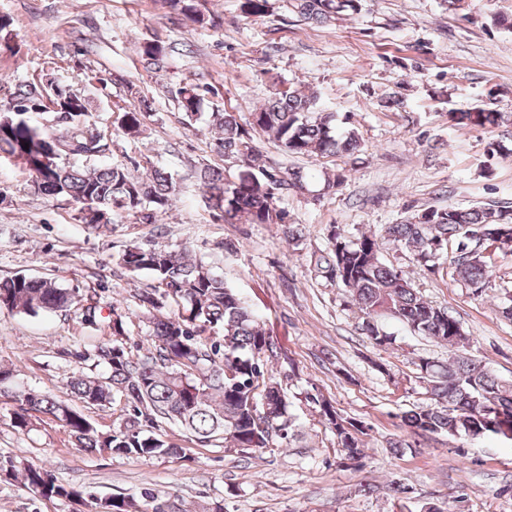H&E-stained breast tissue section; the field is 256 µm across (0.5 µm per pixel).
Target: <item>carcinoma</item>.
Instances as JSON below:
<instances>
[{"label": "carcinoma", "instance_id": "obj_1", "mask_svg": "<svg viewBox=\"0 0 512 512\" xmlns=\"http://www.w3.org/2000/svg\"><path fill=\"white\" fill-rule=\"evenodd\" d=\"M183 17L189 25H215V17L199 7V0H160ZM292 11L305 20L327 23L356 14L361 0H290ZM269 0H243L248 16L268 12ZM171 46L159 39L145 40L137 47L142 67L158 72ZM209 89L182 84L176 99L187 121L202 115ZM66 112L71 121L48 128L31 122L34 112ZM0 113L8 120L0 123V159L20 166L34 186L47 196L63 197L80 205L100 202L112 216L131 219L136 224H159L175 201L172 176L155 167L139 176L120 165L84 170L62 158L55 143L74 141V152L83 157H104L112 140L91 123L92 101L79 97L60 80L43 83L21 82L13 96L0 103ZM148 116L146 105L121 109L120 128L137 137ZM502 113L494 109L472 108L448 113L457 128L499 125ZM263 133L283 154L297 157H325L352 154L361 140L358 131L339 127L336 114L319 106L314 92L285 87L275 89L262 105L243 115L235 108L208 113L206 133L224 157L241 162L239 173L227 177L209 166L197 172L208 207L219 211L227 222L273 224L283 228L288 243L303 237L297 224L286 221L281 201L288 195L320 184L321 196L336 193L344 184L342 172L309 175L301 170L283 172L258 164L261 158L252 133ZM29 147H24V144ZM512 225V209L499 206L428 208L412 214L399 224H389L380 232L350 236L331 226L328 249L314 258V270L330 285L344 289L348 306L362 319L361 331L373 347L388 349L394 342L380 320L390 318L411 332L453 347L465 336H455L460 322L448 310L436 306L413 287L405 271L388 264L382 256L387 246L408 256L413 267L423 273L444 274L437 263L438 253H447L448 240L462 238L477 227L487 235L485 247L512 255L497 245L500 224L493 214ZM122 265L134 274H145L151 284L136 294L146 315L147 335L154 338V350L133 357L125 347L128 336L123 315L112 311L108 327L112 339L91 351L77 354L90 360L101 374L82 371L68 381L70 393L83 404L74 408L68 401L34 391L17 395L19 408L11 417L14 428L33 429L31 412L47 416L64 428L73 446L90 454L136 458L144 461L162 457L187 458L186 449L157 433L159 424L181 427L204 448H239L243 453L272 451L290 445L295 437V418L289 411L286 392L276 377L264 369L266 353L275 345L251 306L224 281L210 264L192 257L182 247L161 249L133 246L121 257ZM451 277L481 296L495 289L491 255L477 253L467 262L449 261ZM74 293L53 278L15 275L0 281V308L23 314L62 312L74 303ZM498 308L512 320V289H498ZM176 307L169 313L166 308ZM84 322L103 319L97 295L84 298ZM418 379L426 384L430 402L401 415L403 426L421 434L468 435L472 428L483 435L507 436L512 431V382L499 378L488 363L462 355L448 361L420 358ZM125 400L122 418L109 431L99 429L86 409H103L116 398ZM320 419L342 448L343 459L353 464L365 457L364 422L346 418L321 395L304 394ZM0 470L19 481L34 497L63 499L78 506L76 512H110L118 498L119 512H140L133 497H98L81 488L61 484L42 465L22 457L6 460ZM146 512H185L175 501L167 502L151 491L140 493Z\"/></svg>", "mask_w": 512, "mask_h": 512}]
</instances>
